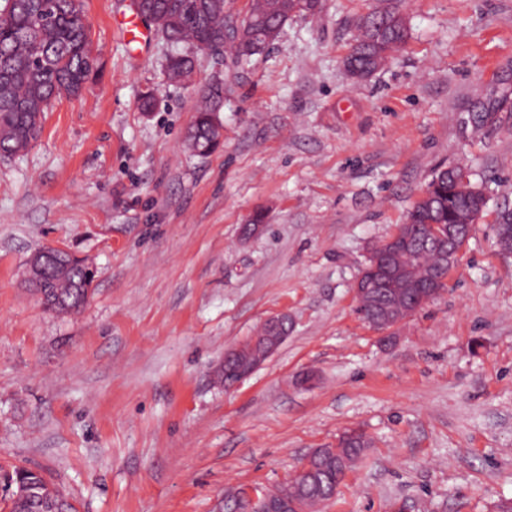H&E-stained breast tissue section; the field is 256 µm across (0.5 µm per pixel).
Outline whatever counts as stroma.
Instances as JSON below:
<instances>
[{"mask_svg": "<svg viewBox=\"0 0 512 512\" xmlns=\"http://www.w3.org/2000/svg\"><path fill=\"white\" fill-rule=\"evenodd\" d=\"M131 0H83L100 64L57 99L29 150L0 159V464L40 469L78 512H217L358 426L371 444L320 512H493L512 498V0H402L406 45L364 79L344 61L379 0H324L243 67L209 55L164 76L159 37L127 43ZM224 82V130L186 147L200 88ZM155 112L139 109L146 87ZM485 193L446 286L391 342L355 312L368 246L435 173ZM267 224L244 240L255 210ZM62 246L96 267L77 313L45 311L26 262ZM292 328L238 386L225 349L271 315Z\"/></svg>", "mask_w": 512, "mask_h": 512, "instance_id": "stroma-1", "label": "stroma"}]
</instances>
